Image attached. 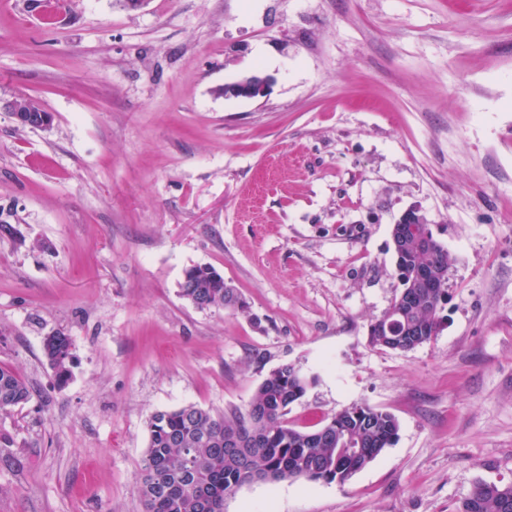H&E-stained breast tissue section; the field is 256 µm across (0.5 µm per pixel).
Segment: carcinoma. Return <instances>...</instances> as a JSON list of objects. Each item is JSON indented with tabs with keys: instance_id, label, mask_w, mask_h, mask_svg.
<instances>
[{
	"instance_id": "obj_1",
	"label": "carcinoma",
	"mask_w": 512,
	"mask_h": 512,
	"mask_svg": "<svg viewBox=\"0 0 512 512\" xmlns=\"http://www.w3.org/2000/svg\"><path fill=\"white\" fill-rule=\"evenodd\" d=\"M407 230L394 247L400 291L368 330L372 345L399 352L411 351L437 334L448 299V282L428 288L418 280L417 270L440 278L453 262L429 225L409 224ZM180 295L202 310L238 312L246 307L238 290L206 265L186 271ZM50 338L43 344V356L64 383L73 359L72 340L61 332ZM310 383L284 363L263 380L242 411L214 414L187 405L154 413L140 484L144 512H224L225 498L255 474L273 483L296 480L303 473L308 480L343 484L394 443L399 430L395 417L366 405L338 412L314 430L288 425L290 405L304 396ZM29 398L25 380L0 366V412ZM227 437H255L257 442L229 448L224 444ZM457 512H512V484L478 483Z\"/></svg>"
}]
</instances>
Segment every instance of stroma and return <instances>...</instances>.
Instances as JSON below:
<instances>
[{"instance_id":"obj_1","label":"stroma","mask_w":512,"mask_h":512,"mask_svg":"<svg viewBox=\"0 0 512 512\" xmlns=\"http://www.w3.org/2000/svg\"><path fill=\"white\" fill-rule=\"evenodd\" d=\"M0 0V512H143L151 416L247 407L280 364L289 408L398 436L345 484L243 485L224 512H456L512 483V0ZM266 96H224L244 75ZM34 99L48 127H16ZM415 210L454 258L436 336L368 328L399 291ZM209 265L246 309H198ZM73 342L58 384L44 336ZM26 99L29 103L30 108L34 112L29 111L23 104L19 103L15 99L7 102V104L5 106V108L8 110L11 117L13 118L14 122L19 126H22V125L30 126L29 118L26 113L30 112L33 116L38 117L41 114V112L44 111L39 107V105L35 101H33L32 99H29V98H26ZM50 123H51V116L49 115V113H43V114H41V119L38 121L36 126H32V127L45 128V127L49 126ZM27 383L13 370L0 366V412H8L29 401Z\"/></svg>"}]
</instances>
